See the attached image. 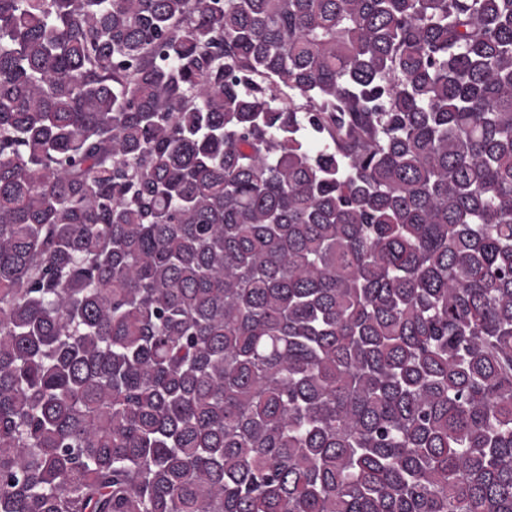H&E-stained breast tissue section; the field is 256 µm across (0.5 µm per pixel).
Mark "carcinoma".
Returning <instances> with one entry per match:
<instances>
[{"instance_id":"cac0c4a2","label":"carcinoma","mask_w":512,"mask_h":512,"mask_svg":"<svg viewBox=\"0 0 512 512\" xmlns=\"http://www.w3.org/2000/svg\"><path fill=\"white\" fill-rule=\"evenodd\" d=\"M0 512H512V0H0Z\"/></svg>"}]
</instances>
